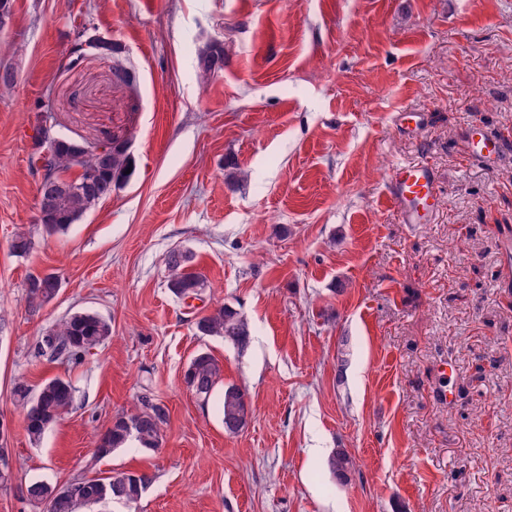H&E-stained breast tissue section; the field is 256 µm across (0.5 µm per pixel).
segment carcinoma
I'll use <instances>...</instances> for the list:
<instances>
[{
	"label": "carcinoma",
	"mask_w": 512,
	"mask_h": 512,
	"mask_svg": "<svg viewBox=\"0 0 512 512\" xmlns=\"http://www.w3.org/2000/svg\"><path fill=\"white\" fill-rule=\"evenodd\" d=\"M224 68V51L217 45L209 46L198 56L199 76L207 81ZM49 153L42 157L44 186L38 195L39 223L42 234L51 237L62 234L79 221L99 202L112 195V188L127 181L125 171L132 167V157L124 143L109 142L107 158L100 162L97 148L84 146L65 139L56 129L49 128ZM35 247L31 232H15L10 251L27 256ZM167 288L178 299L201 295L205 288L203 276L193 264V254L173 250L166 259ZM60 291V280L54 274L35 278L27 291L29 309L37 311L52 301ZM201 336H219L224 341L243 350L251 340L247 321L233 308L222 305L202 315L195 322ZM53 339L43 343L38 337L33 353L36 358L48 361L80 362L90 350L104 344L112 336V325L101 316L90 312H74L51 326L44 336ZM185 382L202 401L207 402L222 389L219 410L223 423H235L232 433L241 432L248 423L249 408L246 394L234 385L224 384V366L207 352L197 354L188 365ZM13 398L21 410L27 435L31 442H39L46 431L74 407L75 389L65 378L55 376L32 386L23 378L15 380ZM167 408L158 400L145 394L140 406L132 413L120 414L112 419L111 426L100 439V444L90 461L95 465L114 450L136 441L145 450L155 451L163 442ZM336 479L350 481L356 471L355 461L344 451H337L330 460ZM81 486L70 494L62 487H50L35 482L27 486V498L42 505L45 512H78L82 506L95 505L107 500L128 504L137 502L150 483L144 473L121 472L105 478L79 476Z\"/></svg>",
	"instance_id": "cac0c4a2"
}]
</instances>
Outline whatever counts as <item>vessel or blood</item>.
Masks as SVG:
<instances>
[{
  "label": "vessel or blood",
  "instance_id": "1",
  "mask_svg": "<svg viewBox=\"0 0 512 512\" xmlns=\"http://www.w3.org/2000/svg\"><path fill=\"white\" fill-rule=\"evenodd\" d=\"M388 193L403 223H423L436 195L431 170L423 165L397 168L389 180Z\"/></svg>",
  "mask_w": 512,
  "mask_h": 512
}]
</instances>
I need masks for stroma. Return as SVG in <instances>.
Here are the masks:
<instances>
[{
    "label": "stroma",
    "mask_w": 512,
    "mask_h": 512,
    "mask_svg": "<svg viewBox=\"0 0 512 512\" xmlns=\"http://www.w3.org/2000/svg\"><path fill=\"white\" fill-rule=\"evenodd\" d=\"M82 31L116 55L69 67ZM213 43L224 69L204 83ZM0 66L17 72L0 87V512H42L27 486L83 473L146 392L168 410L162 446L93 473L151 481L136 504L88 512H512V0H13ZM45 112L133 159L48 238L29 139ZM474 125L497 160L466 152ZM401 164L433 172L427 223L389 199ZM20 230L25 257L9 249ZM174 249L194 254L200 300L168 290ZM47 273L62 287L30 312L28 279ZM224 304L246 349L195 333ZM82 310L111 320L110 339L78 363L35 358L41 332ZM202 351L247 395L240 433L185 383ZM53 376L76 403L34 444L13 383ZM340 449L358 468L347 483L328 466ZM224 68V51L218 45H211L198 56L199 76L203 82Z\"/></svg>",
    "instance_id": "stroma-1"
}]
</instances>
